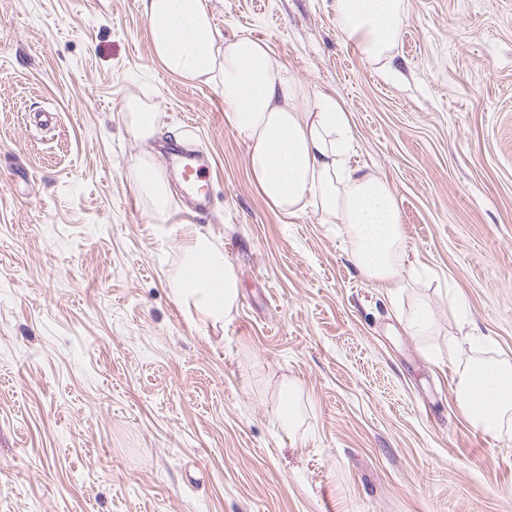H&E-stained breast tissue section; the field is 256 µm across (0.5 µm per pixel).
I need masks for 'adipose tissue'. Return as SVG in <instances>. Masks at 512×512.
<instances>
[{"instance_id": "adipose-tissue-1", "label": "adipose tissue", "mask_w": 512, "mask_h": 512, "mask_svg": "<svg viewBox=\"0 0 512 512\" xmlns=\"http://www.w3.org/2000/svg\"><path fill=\"white\" fill-rule=\"evenodd\" d=\"M155 60L189 83H207L224 99V123L247 146L253 183L274 212L315 207L326 224L344 225L350 260L381 288H403L406 233L397 198L376 171L352 163L354 134L343 103L274 72L270 48L248 36L223 41L207 0H141ZM347 40L364 59L389 64L405 24L406 0H331ZM123 120L139 143L161 133L153 104L130 95ZM133 181L160 219L169 217L167 181L150 154L137 158ZM174 298L211 327L236 311L233 263L209 235L190 229L169 276ZM456 402L486 432L512 430V363L476 358L457 368Z\"/></svg>"}]
</instances>
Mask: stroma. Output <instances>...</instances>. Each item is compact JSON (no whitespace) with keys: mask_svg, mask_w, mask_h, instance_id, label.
<instances>
[{"mask_svg":"<svg viewBox=\"0 0 512 512\" xmlns=\"http://www.w3.org/2000/svg\"><path fill=\"white\" fill-rule=\"evenodd\" d=\"M406 2L381 66L330 0H209L224 40L266 41L275 71L344 100L356 162L401 206L391 295L343 225L264 203L223 98L155 62L140 0H0V512H512V438L457 408L472 351L452 345L512 361V0ZM128 95L209 157L207 212L165 141L128 132ZM145 152L165 222L130 177ZM186 224L237 270L224 327L167 286ZM418 303L424 336L402 319ZM301 399V389L293 380L283 379L279 384L276 399V418L279 426L289 433L297 424Z\"/></svg>","mask_w":512,"mask_h":512,"instance_id":"obj_1","label":"stroma"}]
</instances>
